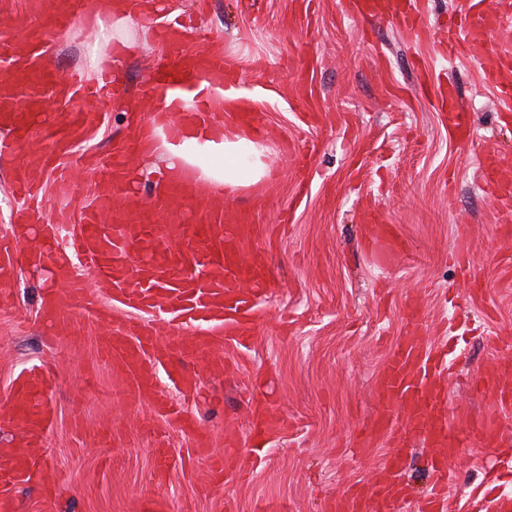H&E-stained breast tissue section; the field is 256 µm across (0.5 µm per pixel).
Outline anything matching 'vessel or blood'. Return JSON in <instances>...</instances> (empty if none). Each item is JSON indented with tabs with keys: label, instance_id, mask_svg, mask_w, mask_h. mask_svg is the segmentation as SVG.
Instances as JSON below:
<instances>
[{
	"label": "vessel or blood",
	"instance_id": "b4317fda",
	"mask_svg": "<svg viewBox=\"0 0 512 512\" xmlns=\"http://www.w3.org/2000/svg\"><path fill=\"white\" fill-rule=\"evenodd\" d=\"M86 0H58L53 12H46L44 0H29L30 15H46L48 28L31 26L28 18L17 20L23 39L0 43V163L12 170L18 193L31 198L37 171L52 163L50 153L33 154L27 145L34 131L40 130L44 86L54 92L82 95L80 74L58 82L44 65L51 50L49 28L61 27L69 16L84 8ZM512 18V0H467L460 12L457 30L448 37V49L455 52L477 45L486 60L485 77L500 95L512 97V67L499 55L489 35L503 21ZM228 65L222 51L206 56L186 54L174 62L160 63L144 85L145 96H158L181 102L200 81L223 86ZM27 84L28 103L19 107L18 87ZM228 111L249 121L255 136L264 129L255 116L252 103L230 99ZM153 150L150 132L140 131L133 140L113 150L110 160L96 166L94 174L101 186L129 183L130 159ZM487 184L497 188L512 185V162L492 156L483 165ZM200 191L191 181L170 180L156 201L120 208L107 194H100L87 205L81 216V231H72L69 216L46 225L38 238V263L52 276L45 291L49 311L66 320L76 308L99 312L84 279V268H91L111 286L114 300L141 313L164 316L170 326L165 336L138 323L123 325L120 335L103 337L104 356L118 365V381L130 397L145 395L150 387L142 376L146 361L165 367L171 383L193 389L195 375L174 363L180 354L203 364L217 341L239 345L252 338L258 300L270 287L267 263L260 253L242 259L238 241L246 235L245 225L220 208L193 211ZM373 240L394 250L404 241L391 224H374ZM448 369L447 353L423 349L412 332L401 336L379 374L375 394L380 413L373 427L355 443L356 453H366L374 438L393 444L385 462V473L375 481L354 485L344 497L328 502V512H401L407 501L400 479L399 450L418 440L430 449L432 468L438 478L429 497L416 501L415 512H447L448 485L454 474L451 462L459 449L477 446L492 455L503 452L499 433L486 424H473L459 431L448 424V392L442 381ZM52 370L42 365L20 372L13 380L12 406L0 413L7 423L34 440L45 438L52 425L48 412L40 410L43 392L52 388ZM476 389L497 394L500 408L512 407V357L504 356L475 381ZM156 413L189 435L194 459L208 462L212 484L243 473L236 430L224 431L226 450L222 459H213L205 431L198 427L184 403L157 398ZM286 427L285 422L257 411L249 430L255 445L268 444ZM41 465L39 456L27 448H13L0 454V512H12L14 491L29 482Z\"/></svg>",
	"mask_w": 512,
	"mask_h": 512
}]
</instances>
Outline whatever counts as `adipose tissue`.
Masks as SVG:
<instances>
[{"mask_svg":"<svg viewBox=\"0 0 512 512\" xmlns=\"http://www.w3.org/2000/svg\"><path fill=\"white\" fill-rule=\"evenodd\" d=\"M86 13L104 40H115L117 55L136 48V41L126 33L132 17L125 0H90ZM154 151L165 159L169 174L193 176L210 195L259 183L268 174L259 152L248 149L246 137L232 130L216 134L193 128L180 142L157 140Z\"/></svg>","mask_w":512,"mask_h":512,"instance_id":"adipose-tissue-1","label":"adipose tissue"}]
</instances>
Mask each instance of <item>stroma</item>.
<instances>
[{
  "label": "stroma",
  "mask_w": 512,
  "mask_h": 512,
  "mask_svg": "<svg viewBox=\"0 0 512 512\" xmlns=\"http://www.w3.org/2000/svg\"><path fill=\"white\" fill-rule=\"evenodd\" d=\"M152 33L139 55L120 61L112 87L69 133L74 99L44 94L56 136L35 134L34 150L53 154L40 174L41 223L55 207L54 178L69 171L79 193L72 214L97 193L87 157L109 159L136 123L149 122L156 106L139 88L157 62L221 49L233 63L235 87L255 102L268 131L259 145L270 179L225 191L216 202L244 212L253 234L244 252H264L273 279L261 300L250 345L218 343L199 371L198 392L174 387L163 369L149 372L158 395L185 400L223 453L224 426L242 429L239 456L246 478L212 486L207 464H185L188 442L154 410L149 398L118 395L114 368L99 339L139 317L119 302L103 315L74 310L68 329L42 315L48 273L19 260L11 267L15 293L0 302V409L10 400L14 375L51 358L58 380L49 391L52 430L42 453L44 471L59 479L53 512H148L164 496L169 512H326V502L351 485L380 474L389 450L377 440L364 455L352 453L355 436L375 415L374 383L416 309L413 327L424 345L450 340L457 358L448 382L451 426L465 428L496 417L512 441V411L497 407L493 392L474 381L498 357L512 355V195L495 192L481 176L486 153L512 158V100L502 99L470 57H452L443 36L463 0H414L418 34L395 21L363 20L351 0H163ZM191 22L196 33L167 44L161 26ZM52 74L81 70L98 80L94 54L110 53L93 24L75 20L52 31ZM314 95H299L301 74ZM457 88L470 135L458 143L442 121L443 89ZM313 108L316 120L300 115ZM318 145L308 173L309 191L291 206L294 171L286 154L304 142ZM156 155L134 159L143 177L132 188L116 187L113 201L152 198L164 180ZM295 212L288 223L280 215ZM396 225L405 250L386 259L368 244L371 221ZM287 426L267 446L261 463L251 460L246 429L255 401ZM108 429L112 444L99 446ZM166 434L169 479L154 478L153 450ZM493 458L461 449L449 487L459 512L481 484Z\"/></svg>",
  "instance_id": "stroma-1"
}]
</instances>
